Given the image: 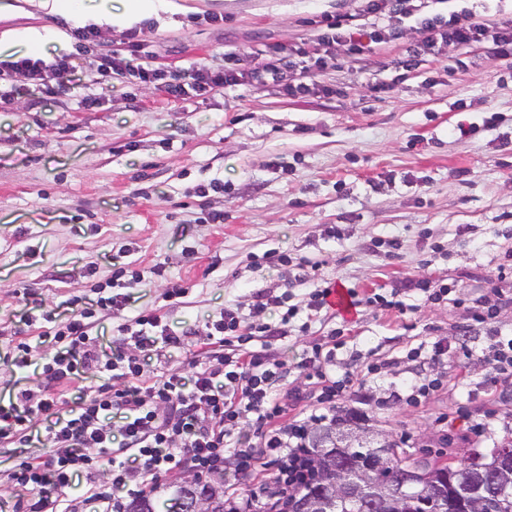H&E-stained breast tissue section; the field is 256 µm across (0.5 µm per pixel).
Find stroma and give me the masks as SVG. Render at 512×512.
<instances>
[{"instance_id":"obj_1","label":"stroma","mask_w":512,"mask_h":512,"mask_svg":"<svg viewBox=\"0 0 512 512\" xmlns=\"http://www.w3.org/2000/svg\"><path fill=\"white\" fill-rule=\"evenodd\" d=\"M361 0H80L69 14L38 0H0V61L35 52L45 60L72 53L71 28L95 27L120 52L143 27L156 63L218 69L230 52L313 38L325 14L361 15ZM223 23H216V16ZM365 25L371 16L361 15ZM397 47L373 53L368 73L344 64L341 93L289 94L276 83L233 85L202 97L186 91L167 103L153 85L100 81L94 111L76 101L87 76L70 73L63 92L31 104L29 95L0 107V404L38 393L42 367L57 351L34 344L27 366L15 363L14 331L22 315L59 320L81 297L94 304L113 271H140L129 303L102 316L95 329L111 346L117 327L138 312L164 306L171 283L184 284L182 304L168 309L173 330L204 329L227 306L248 312L254 292L277 281L262 256L278 249L308 257L289 288L298 321L308 294L325 280L358 295L402 290L400 312L379 304L311 323L283 338L298 360L330 330L347 351L377 369L372 389L353 388L337 419L389 436L407 453L490 455L512 442V384L492 380L487 366L458 351L486 337L464 336L479 288L512 289V65L458 64L441 46L411 73L398 62L420 38L403 23ZM389 84L386 93L372 81ZM494 118L493 128L464 137L460 127ZM224 191L197 196L212 179ZM224 221L210 224L208 212ZM165 268L155 276V265ZM422 281L460 289L461 303L427 301ZM165 307V306H164ZM442 341L453 354L415 367L409 349ZM422 371L438 383L425 400L399 394ZM485 423L483 434L473 426ZM48 448L0 446V499L16 512L23 495L11 475Z\"/></svg>"}]
</instances>
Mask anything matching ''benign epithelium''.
I'll return each mask as SVG.
<instances>
[{"instance_id": "1", "label": "benign epithelium", "mask_w": 512, "mask_h": 512, "mask_svg": "<svg viewBox=\"0 0 512 512\" xmlns=\"http://www.w3.org/2000/svg\"><path fill=\"white\" fill-rule=\"evenodd\" d=\"M368 442V432L360 428L331 431L321 444V463L327 472H336V480L302 504L297 512H329L330 504L338 502H370L378 512H411L413 492L421 495L424 508L420 512H454L449 504L457 502L465 512H483L491 495L512 496V449L501 452L494 464L483 459L465 458V469L477 480L457 485L449 479L439 483L426 470L410 467L398 473L396 484L381 483L376 476L391 461L392 449L383 443L371 454L352 465L347 452L356 444Z\"/></svg>"}]
</instances>
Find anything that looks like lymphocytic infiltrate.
<instances>
[{"label": "lymphocytic infiltrate", "mask_w": 512, "mask_h": 512, "mask_svg": "<svg viewBox=\"0 0 512 512\" xmlns=\"http://www.w3.org/2000/svg\"><path fill=\"white\" fill-rule=\"evenodd\" d=\"M363 11L386 17V24L367 27L350 15L326 14L314 48H254L226 55L223 68L199 64L182 72L149 62L130 65L98 50L94 27H76L71 32L74 54L50 63L35 55L0 61V103L29 87L49 95L63 91V78L77 57L92 74L150 84L170 100L188 88L203 96L232 85L278 82L287 74L293 78L288 92L320 90L321 76L338 48L354 58L371 45L396 42L408 18L414 19L420 39L400 59L404 71L415 70L424 56L448 43L512 60V19H489L464 9L427 12L415 0H364ZM127 301L121 294L101 296L95 309L74 311L44 328L59 349L43 369L46 384L39 399L23 391L17 405L0 407L1 445L27 443L31 415L47 420L40 439L52 455L21 462L13 473L28 493L24 512H73L77 500L93 512H126V498L155 492L164 475L190 472L201 478L224 471L229 460L238 473L272 471L275 479L263 486V494L278 502L293 498L313 477L310 429L335 424L337 400L354 384L371 382L370 373L356 368L337 374L332 338L304 351L300 361L288 362L273 344L287 336L297 310L270 288L254 295L248 314L227 307L209 323L196 341L205 360L193 374L168 368L147 377L141 367L144 353L171 358L185 350L187 335L173 331L160 311L142 312L119 326L112 348H103L93 334L97 311ZM276 309L279 321H269L268 313ZM492 318L489 312L476 314L487 343L474 353L492 373L508 378L512 336L492 326ZM91 370L108 375V382L95 398L68 403V391ZM294 373L310 374L321 387L319 395H306L307 410L300 419L288 418L284 403L283 389Z\"/></svg>", "instance_id": "obj_1"}]
</instances>
